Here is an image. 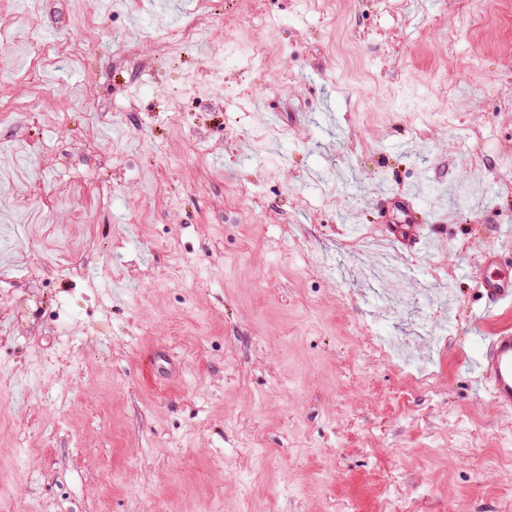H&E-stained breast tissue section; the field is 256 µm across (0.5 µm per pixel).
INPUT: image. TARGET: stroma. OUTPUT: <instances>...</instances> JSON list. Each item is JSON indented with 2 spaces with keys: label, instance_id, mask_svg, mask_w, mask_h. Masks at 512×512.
<instances>
[{
  "label": "stroma",
  "instance_id": "35a3bbf8",
  "mask_svg": "<svg viewBox=\"0 0 512 512\" xmlns=\"http://www.w3.org/2000/svg\"><path fill=\"white\" fill-rule=\"evenodd\" d=\"M321 3L84 0L85 28L49 0L28 28L100 52L47 76L0 50L25 74L0 86V276L43 278L25 320L0 301V512L512 498V409L473 366L512 329L477 288L512 245V8ZM415 189L426 250L387 201ZM167 46L173 53L187 51L200 39V31L195 26L187 25L166 36Z\"/></svg>",
  "mask_w": 512,
  "mask_h": 512
}]
</instances>
